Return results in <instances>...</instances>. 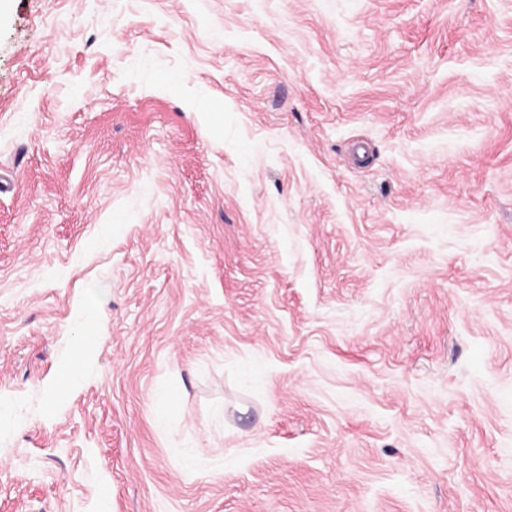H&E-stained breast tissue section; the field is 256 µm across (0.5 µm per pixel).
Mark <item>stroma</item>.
<instances>
[{"label":"stroma","instance_id":"obj_1","mask_svg":"<svg viewBox=\"0 0 512 512\" xmlns=\"http://www.w3.org/2000/svg\"><path fill=\"white\" fill-rule=\"evenodd\" d=\"M0 512H512V0H0Z\"/></svg>","mask_w":512,"mask_h":512}]
</instances>
